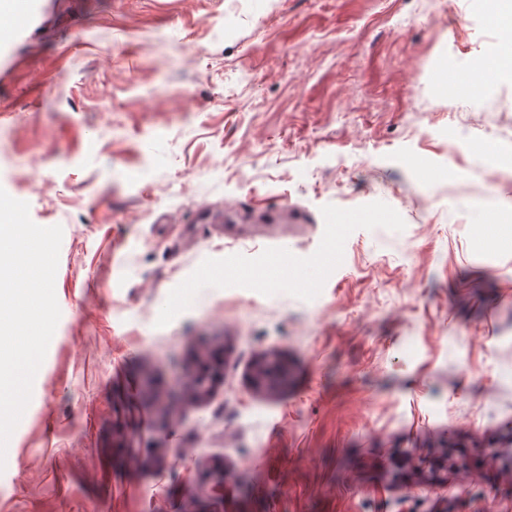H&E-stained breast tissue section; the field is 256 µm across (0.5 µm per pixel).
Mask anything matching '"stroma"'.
<instances>
[{
    "label": "stroma",
    "mask_w": 512,
    "mask_h": 512,
    "mask_svg": "<svg viewBox=\"0 0 512 512\" xmlns=\"http://www.w3.org/2000/svg\"><path fill=\"white\" fill-rule=\"evenodd\" d=\"M497 40L482 0H46L0 187L63 229L61 317L0 512H512ZM274 367H281L288 371V363L280 354L266 352L255 360L251 368V383L254 390L276 396L288 386V378L281 384L270 382L269 372Z\"/></svg>",
    "instance_id": "35a3bbf8"
}]
</instances>
